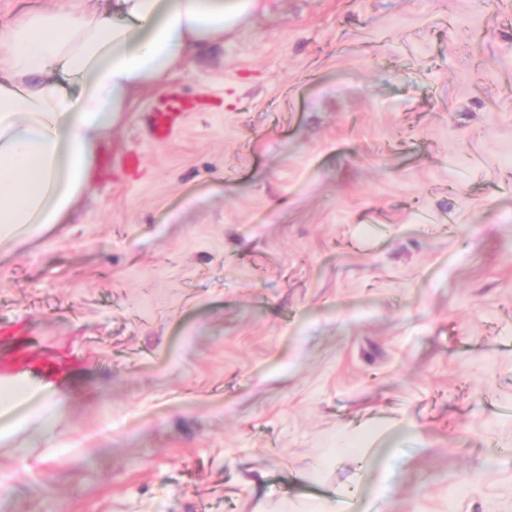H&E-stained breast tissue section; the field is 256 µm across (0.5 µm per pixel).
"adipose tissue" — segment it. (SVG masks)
Here are the masks:
<instances>
[{"instance_id":"obj_1","label":"adipose tissue","mask_w":512,"mask_h":512,"mask_svg":"<svg viewBox=\"0 0 512 512\" xmlns=\"http://www.w3.org/2000/svg\"><path fill=\"white\" fill-rule=\"evenodd\" d=\"M83 2L0 29V245L66 223L135 95L165 87L262 0H114L94 12ZM60 410L53 385L0 378V443L33 416L53 433Z\"/></svg>"}]
</instances>
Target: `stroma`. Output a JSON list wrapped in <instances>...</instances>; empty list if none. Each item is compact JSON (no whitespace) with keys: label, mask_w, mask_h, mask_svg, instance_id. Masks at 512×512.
I'll return each instance as SVG.
<instances>
[{"label":"stroma","mask_w":512,"mask_h":512,"mask_svg":"<svg viewBox=\"0 0 512 512\" xmlns=\"http://www.w3.org/2000/svg\"><path fill=\"white\" fill-rule=\"evenodd\" d=\"M267 6L0 248V377L65 389L0 512H512V0ZM187 108L184 99L176 94L162 96L149 113V123L154 137L159 140L167 139Z\"/></svg>","instance_id":"1"}]
</instances>
